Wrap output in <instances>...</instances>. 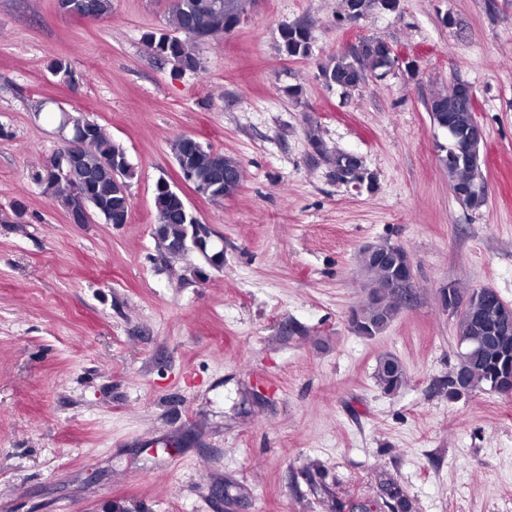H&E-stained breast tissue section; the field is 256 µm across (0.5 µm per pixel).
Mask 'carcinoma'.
Segmentation results:
<instances>
[{
    "label": "carcinoma",
    "instance_id": "obj_1",
    "mask_svg": "<svg viewBox=\"0 0 512 512\" xmlns=\"http://www.w3.org/2000/svg\"><path fill=\"white\" fill-rule=\"evenodd\" d=\"M237 0H169L167 28L144 36L148 51L169 62L176 71L201 70L197 47L202 43L198 29H205L208 39L231 32L240 21ZM60 8L76 17L105 18L112 14V0H59ZM281 49L290 58L305 59L311 53V31L305 23L281 28ZM399 62L391 43L380 37H363L346 51L318 64V78L329 88L342 93L362 88L371 78H380ZM47 69L54 75L71 77L67 58L49 59ZM461 80L450 90L430 94L425 102L434 126L452 127L461 140L470 137L473 115L461 98ZM58 120H64L71 131L83 136V147L77 162L69 161L67 148L52 155L36 171L34 179L52 202L64 210H72L80 200L87 202L91 211L106 224H126L131 211L125 189L135 176L123 146L112 139L107 129L90 115L80 111L66 113L59 110ZM173 158L180 171L188 173L196 183L212 180V157L209 145L193 149L180 136L171 145ZM448 181L456 200L477 211L487 202L486 182L481 171L457 162L448 166ZM236 192L235 185L214 184L206 199L220 205L224 198ZM157 213L154 224L161 244L189 245L197 235L198 218L186 200L168 189V181L158 180L154 198ZM369 273V302L356 313L354 331L364 337L383 333L405 301L399 292L386 287L388 272L372 264ZM512 320V307L489 302L475 313L455 314L456 341L471 348L468 358L461 357L456 365L463 379L461 385L448 380L446 394L455 400L463 393L477 390L508 395L512 386V335L496 336L494 330L503 318ZM377 385L386 393H393L406 383V371L397 356H380L374 371ZM381 491L391 512H414L411 500L390 477L381 481Z\"/></svg>",
    "mask_w": 512,
    "mask_h": 512
}]
</instances>
